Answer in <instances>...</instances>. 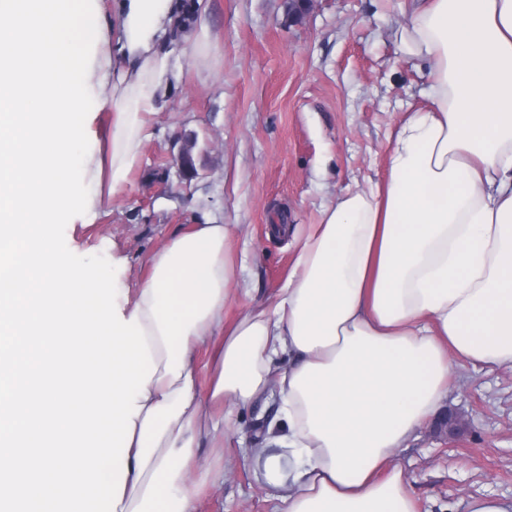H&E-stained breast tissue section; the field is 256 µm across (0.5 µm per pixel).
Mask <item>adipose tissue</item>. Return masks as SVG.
Here are the masks:
<instances>
[{
	"label": "adipose tissue",
	"instance_id": "obj_1",
	"mask_svg": "<svg viewBox=\"0 0 512 512\" xmlns=\"http://www.w3.org/2000/svg\"><path fill=\"white\" fill-rule=\"evenodd\" d=\"M181 5L119 0L115 39L99 0H0V512H200L220 474L202 440L273 395L296 464L277 512H415L396 455L453 368L512 370V0H411L397 40L428 64L423 103L229 329V225L174 235L132 293L113 242L80 261L61 232L138 165Z\"/></svg>",
	"mask_w": 512,
	"mask_h": 512
}]
</instances>
